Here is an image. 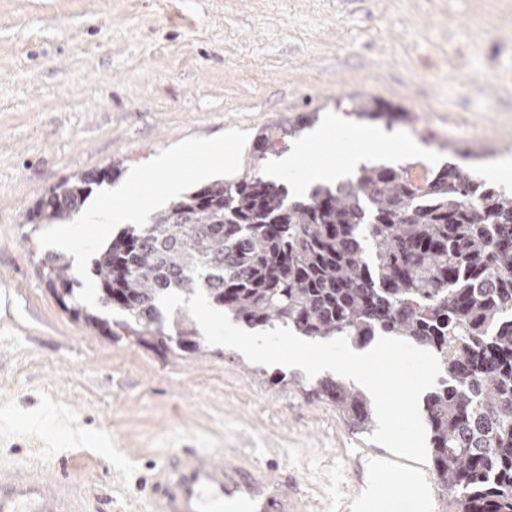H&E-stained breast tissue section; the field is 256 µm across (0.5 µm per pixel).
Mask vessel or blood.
<instances>
[{
    "mask_svg": "<svg viewBox=\"0 0 512 512\" xmlns=\"http://www.w3.org/2000/svg\"><path fill=\"white\" fill-rule=\"evenodd\" d=\"M151 512H309L288 475L234 450L184 448L155 468ZM0 512H84L79 489L41 470L0 467Z\"/></svg>",
    "mask_w": 512,
    "mask_h": 512,
    "instance_id": "1",
    "label": "vessel or blood"
}]
</instances>
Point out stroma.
Here are the masks:
<instances>
[{"label":"stroma","mask_w":512,"mask_h":512,"mask_svg":"<svg viewBox=\"0 0 512 512\" xmlns=\"http://www.w3.org/2000/svg\"><path fill=\"white\" fill-rule=\"evenodd\" d=\"M363 101L400 115L357 118ZM312 112L334 129L318 159L484 175L512 158V0H0V466L78 484L85 512H148L166 454L238 448L314 512H359L372 485L369 512H445L430 464L370 442L290 368L100 335L36 273L22 215L67 179L117 162V187L184 138H283Z\"/></svg>","instance_id":"35a3bbf8"}]
</instances>
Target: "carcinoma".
Wrapping results in <instances>:
<instances>
[{
    "label": "carcinoma",
    "mask_w": 512,
    "mask_h": 512,
    "mask_svg": "<svg viewBox=\"0 0 512 512\" xmlns=\"http://www.w3.org/2000/svg\"><path fill=\"white\" fill-rule=\"evenodd\" d=\"M412 167L364 165L299 195L258 171L189 190L98 252L100 307L114 318L78 300L66 255L41 256L37 270L75 320L173 354L205 347L189 314L166 317L159 297L197 285L251 327L359 344L396 336L433 352L443 377L425 421L448 512H512V198L452 163L422 178ZM95 183L83 173L51 191L26 213L30 231L69 221ZM312 391L350 426H373L356 386L326 377Z\"/></svg>",
    "instance_id": "obj_1"
}]
</instances>
